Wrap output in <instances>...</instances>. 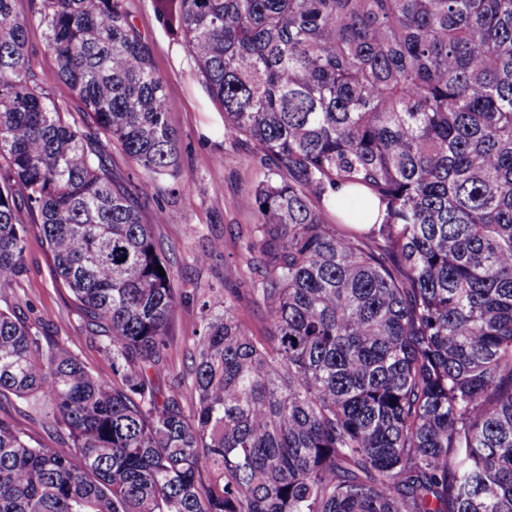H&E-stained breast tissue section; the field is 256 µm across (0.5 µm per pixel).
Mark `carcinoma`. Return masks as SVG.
I'll list each match as a JSON object with an SVG mask.
<instances>
[{"instance_id": "carcinoma-1", "label": "carcinoma", "mask_w": 512, "mask_h": 512, "mask_svg": "<svg viewBox=\"0 0 512 512\" xmlns=\"http://www.w3.org/2000/svg\"><path fill=\"white\" fill-rule=\"evenodd\" d=\"M32 2L0 0V289L39 225L113 378L0 307V399L67 436L0 418V512H512V0H155L264 170L251 288L199 305L188 381L143 218L188 182L166 81L125 0ZM32 19L58 94L26 67ZM343 185L379 220L339 219L366 205ZM0 417L10 419L42 443H56V435L47 429L41 417L23 403L1 401Z\"/></svg>"}]
</instances>
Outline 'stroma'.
Instances as JSON below:
<instances>
[{
    "instance_id": "1",
    "label": "stroma",
    "mask_w": 512,
    "mask_h": 512,
    "mask_svg": "<svg viewBox=\"0 0 512 512\" xmlns=\"http://www.w3.org/2000/svg\"><path fill=\"white\" fill-rule=\"evenodd\" d=\"M126 6L149 48L155 71L167 83L168 123L179 135L181 164L189 178L187 186L178 190L170 181H159V203L177 210L183 221L156 225L155 238L174 260L175 287L218 304L224 300L225 289L249 285L246 275L229 279L225 270L229 259L242 252L250 237L255 217L242 209L240 200L261 180L262 170L249 145L225 140L223 113L211 105L194 60L159 23L154 0H126ZM26 41L31 71L45 91H52L56 64L45 50V26L29 25ZM215 239L223 241V249L206 263L193 262V254L208 248ZM25 263L26 276L0 290V306L43 316L52 335L69 340L71 349L92 374L112 379L111 359L98 341L90 339L83 315L67 289L56 283L52 258L34 228L29 231ZM196 315L192 303L176 311L166 351L174 371H184L190 363L189 337Z\"/></svg>"
}]
</instances>
